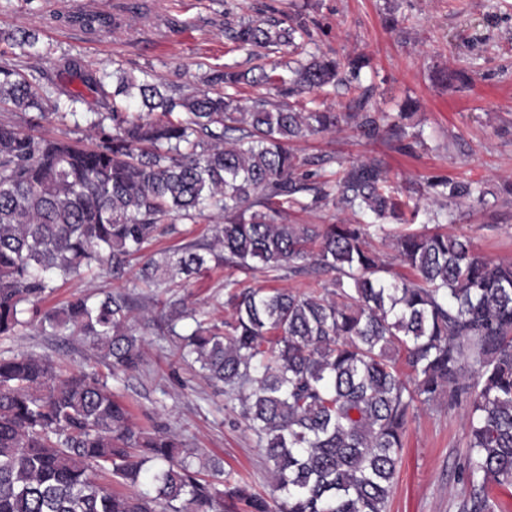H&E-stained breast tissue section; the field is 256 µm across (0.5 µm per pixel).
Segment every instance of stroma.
<instances>
[{
  "label": "stroma",
  "instance_id": "stroma-1",
  "mask_svg": "<svg viewBox=\"0 0 512 512\" xmlns=\"http://www.w3.org/2000/svg\"><path fill=\"white\" fill-rule=\"evenodd\" d=\"M397 28L384 20L385 0H0V32L37 30L51 47L43 58H18L20 68L55 76L65 59L75 58L90 70L123 69L141 77L151 73L174 95L207 86L225 64L244 63L246 55L224 35L227 24L273 16L287 18L303 9L321 52L342 58L364 56L368 66L370 111L380 120L400 112L406 101L417 109L407 119V139H370L348 125L333 134L296 142L298 156L324 160L325 174L338 161L378 159L390 190L418 207L412 223L393 220L371 227L369 243L389 259L388 277L408 276L393 262V235L428 228L432 204L427 183L434 178L477 182L490 190L489 207L469 200L451 205L456 222L451 232L470 239L475 253L512 260V0H395ZM99 11L115 16L117 27L91 33L67 23L68 15ZM441 70L465 71L470 85H444ZM422 132L423 144L412 133ZM232 270L207 265L185 286L191 307L221 322L224 282ZM121 289L145 301L152 288L135 287L132 277L111 276L56 281L42 309L62 307L83 295ZM145 364L136 372L113 374L87 344L64 342L32 324L17 336H0V355L34 352L70 369L106 378L128 403L137 425H167L190 447L224 460L250 491L271 496L265 458L236 410L223 394L202 379L196 368L178 360L179 340L156 328H140ZM467 438L463 412L447 404L411 410L405 447L398 467L389 512H459L466 493L458 471Z\"/></svg>",
  "mask_w": 512,
  "mask_h": 512
}]
</instances>
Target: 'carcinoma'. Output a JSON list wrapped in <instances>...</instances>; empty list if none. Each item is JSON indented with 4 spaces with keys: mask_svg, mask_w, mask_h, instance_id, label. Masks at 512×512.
Returning <instances> with one entry per match:
<instances>
[{
    "mask_svg": "<svg viewBox=\"0 0 512 512\" xmlns=\"http://www.w3.org/2000/svg\"><path fill=\"white\" fill-rule=\"evenodd\" d=\"M69 19L88 31L114 25L95 11ZM229 37L262 59L303 48L312 33L298 14L287 25L241 22ZM4 41L12 52L0 51V106L26 119L0 121V336L28 324L24 315L53 279L96 265L114 279L136 265L149 288L186 282L209 262L247 277L305 276L313 286L227 283L231 315L219 324L181 297L140 311L119 289L42 320L44 333L86 341L114 373L144 364L135 323L173 334L192 320L179 359L224 384L258 438L277 497L248 492L220 459L175 435L134 424L97 374L18 352L0 357V512H388L410 410L445 396L448 408L465 410L461 512H505L492 490L512 486V261L483 259L468 238L440 230L449 217L442 208L431 214L434 229L397 239L395 258L411 279L381 276L385 261L367 246L363 224L278 221L286 204L305 211L334 199L378 221L404 216L379 161L333 180L291 148L350 122L371 138L407 137L400 125L381 126L363 95L343 111L291 102L360 86L364 58L309 51L280 79V99L245 105L229 90L268 81L266 73L226 64L209 79L226 93L175 97L158 79L122 73L111 86L67 60L49 91L44 73L13 62L43 55L39 34L20 30ZM75 78L95 101L112 99L110 111L84 115L90 144L38 133L50 93L87 103L68 88ZM428 189L434 204L485 196L449 179ZM169 218L211 221V242L151 251L175 230L163 227ZM106 475L149 489L110 490L97 480Z\"/></svg>",
    "mask_w": 512,
    "mask_h": 512,
    "instance_id": "cac0c4a2",
    "label": "carcinoma"
}]
</instances>
